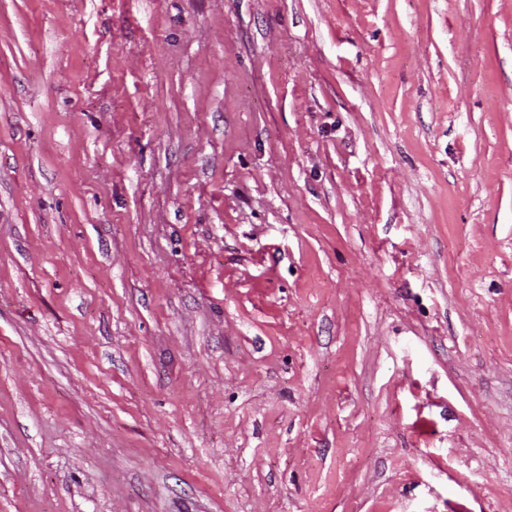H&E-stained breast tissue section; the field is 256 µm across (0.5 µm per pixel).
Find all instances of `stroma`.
Listing matches in <instances>:
<instances>
[{
    "label": "stroma",
    "mask_w": 512,
    "mask_h": 512,
    "mask_svg": "<svg viewBox=\"0 0 512 512\" xmlns=\"http://www.w3.org/2000/svg\"><path fill=\"white\" fill-rule=\"evenodd\" d=\"M0 512H512V0H0Z\"/></svg>",
    "instance_id": "35a3bbf8"
}]
</instances>
